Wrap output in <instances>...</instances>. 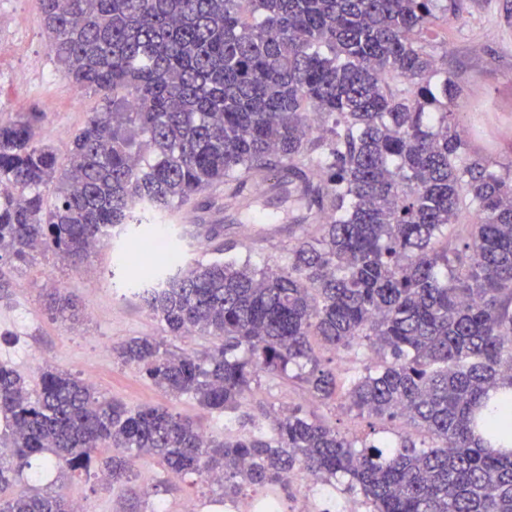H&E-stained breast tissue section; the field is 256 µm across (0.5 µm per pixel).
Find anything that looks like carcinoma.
<instances>
[{"instance_id":"1","label":"carcinoma","mask_w":512,"mask_h":512,"mask_svg":"<svg viewBox=\"0 0 512 512\" xmlns=\"http://www.w3.org/2000/svg\"><path fill=\"white\" fill-rule=\"evenodd\" d=\"M438 2L38 0L50 53L103 105L65 165L37 137L42 113L0 121V302L34 254L77 268L127 224L145 245L207 189L250 195L273 156L277 186L322 221L273 267L119 254L167 333L219 344L198 356L132 337L118 357L226 416L220 436L55 368L34 390L0 361V512H74L58 491L8 494L35 460L103 470L135 495L145 454L175 476H221L226 500L277 497L299 471L347 478L371 512H512V397L487 404L512 389V176L454 131L458 88L422 40ZM463 205L476 222L460 233ZM48 298L74 316L65 290ZM313 337L333 356L321 361ZM336 354L355 365L346 383ZM263 374L424 439L360 438L294 407L262 422L242 406Z\"/></svg>"}]
</instances>
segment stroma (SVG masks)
Segmentation results:
<instances>
[{
    "label": "stroma",
    "instance_id": "1",
    "mask_svg": "<svg viewBox=\"0 0 512 512\" xmlns=\"http://www.w3.org/2000/svg\"><path fill=\"white\" fill-rule=\"evenodd\" d=\"M426 40L438 68L448 73L459 90L453 104L457 136L492 170L512 172V0H462L459 15L428 33ZM16 69L26 72L25 84L10 79ZM101 105L100 96L65 77L50 54L36 0H0V119L18 112L43 113L41 139L63 151L89 113ZM257 191L268 211L279 214V223L243 225L236 205L225 202L220 190L204 191L188 205L191 223L166 222L184 260L206 262L216 257L197 232L201 224L215 227L218 242L232 246L240 259L257 266L277 263L295 237L315 232L314 220L294 222L288 202L273 181L260 182ZM138 234V225H128L93 254L81 272L62 268L49 253L18 265L12 272L11 301L0 304V361L11 363L33 386L43 369L56 368L93 378L97 391L128 407L166 404L200 421L206 431L222 433L223 420L202 411L191 397H170L112 352L114 345L137 336H162L169 348L199 355L214 344L209 336H166L162 324L128 292L129 273L115 264L114 257ZM54 282L63 284L79 302V320L74 325L53 320L44 308L45 290ZM288 405L315 414L343 432L378 437L400 428L396 422L357 416L337 402L320 403L304 385L279 379H261L248 410L258 415ZM135 473V482L146 495L134 506L94 470L74 473L54 466L42 471L39 484L81 500L85 512H154L160 503L169 512H180L188 501L196 503L198 512H213L219 505L217 485L196 475L169 478L156 456H141Z\"/></svg>",
    "mask_w": 512,
    "mask_h": 512
}]
</instances>
